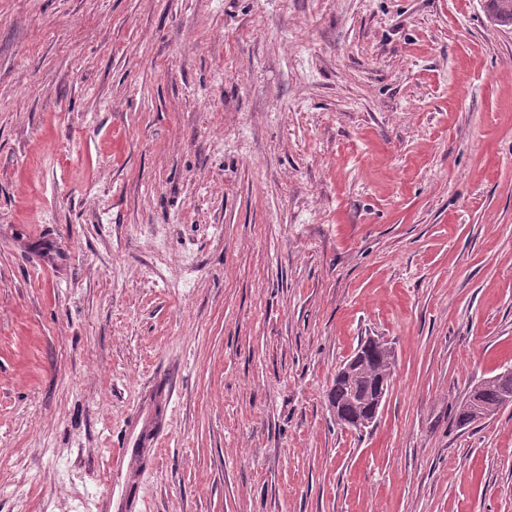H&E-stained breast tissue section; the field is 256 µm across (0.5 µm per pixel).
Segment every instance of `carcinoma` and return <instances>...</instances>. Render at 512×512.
Listing matches in <instances>:
<instances>
[{"label":"carcinoma","mask_w":512,"mask_h":512,"mask_svg":"<svg viewBox=\"0 0 512 512\" xmlns=\"http://www.w3.org/2000/svg\"><path fill=\"white\" fill-rule=\"evenodd\" d=\"M490 20L499 26L512 25V0H487ZM348 378L336 380L332 400L339 403L346 416L357 417L365 411L376 384L390 368L393 352L387 344L369 340ZM512 393V377L495 375L481 381L455 412L456 424L465 428L477 421L491 418L503 409L505 394Z\"/></svg>","instance_id":"carcinoma-1"}]
</instances>
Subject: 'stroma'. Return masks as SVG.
Instances as JSON below:
<instances>
[{
    "instance_id": "obj_1",
    "label": "stroma",
    "mask_w": 512,
    "mask_h": 512,
    "mask_svg": "<svg viewBox=\"0 0 512 512\" xmlns=\"http://www.w3.org/2000/svg\"><path fill=\"white\" fill-rule=\"evenodd\" d=\"M510 365L484 0H0V512H512ZM365 345L367 349L363 351V356L351 357L349 360L339 366L336 375L348 370V378L339 380L336 378V386L332 391V400L338 402L347 417H357L365 411L376 389V384L390 368L393 362V352L386 343L369 340L361 343L359 347ZM391 374H392V372L390 370L383 378V381L381 384L382 389H381L380 393L374 399V405H373L374 411L370 417L359 419V420H345L342 417V412L338 408V406L330 404L331 411H332L334 417H336V421L340 422L345 427L347 426L349 429L355 430V431H361L365 427L369 426L375 419L376 413L380 409V407L385 399V396H386L385 394L388 391V389L390 387V383H391ZM500 373L481 381L456 409L458 427L465 428L477 421L491 418L504 408L505 394L512 393V377Z\"/></svg>"
}]
</instances>
